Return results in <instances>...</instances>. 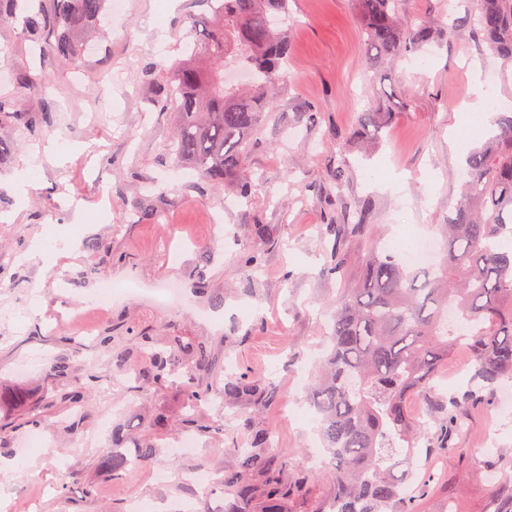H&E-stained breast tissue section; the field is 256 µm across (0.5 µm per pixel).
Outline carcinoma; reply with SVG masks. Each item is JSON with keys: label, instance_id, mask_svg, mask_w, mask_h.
<instances>
[{"label": "carcinoma", "instance_id": "carcinoma-1", "mask_svg": "<svg viewBox=\"0 0 512 512\" xmlns=\"http://www.w3.org/2000/svg\"><path fill=\"white\" fill-rule=\"evenodd\" d=\"M22 20L28 38L40 42L55 35L52 52L67 69L84 64V36L96 29L107 0H47ZM203 13L184 19L182 57L150 62L146 73L162 69L168 83L157 96L175 112L177 130L167 154L195 171L201 181L226 185L248 199L257 185L244 174L248 135L257 129L270 101L237 87H224V64L246 65L265 89L284 81L288 65V28L272 27L270 16L288 19L289 0H202ZM476 34L488 48L512 64V0H474ZM365 55L370 64L394 63L437 40L430 25L404 19V0H355ZM391 111L364 112L352 137L367 143L370 127L393 121ZM492 135L465 157L462 190L439 225L443 256L432 271L409 267L391 251L372 249L362 261L361 278L345 288L331 313L328 353L309 393L328 454V482L333 497L315 495L316 476L296 469L272 452V438L239 414L249 435L245 448H226L238 467L224 475L216 490L224 496L223 512H417L414 500L401 493L415 477L406 449L425 444L452 456L454 436L468 423L470 409L491 406L499 386L512 382V113L499 112ZM363 229L329 224L333 248L324 271L340 272L345 263L344 238ZM459 314L460 328L446 322L448 307ZM465 336L471 376L467 389L444 398L436 393L435 375L457 337ZM131 353L142 362L135 370L134 401L153 388L178 383L186 411L183 430L206 433L212 426L198 417L200 407L219 397L231 406L243 400L267 406L273 387L248 373L228 371L225 358L202 339L177 334L159 339L143 332L131 337ZM67 390L50 399L80 402L98 385L96 367L80 377L61 362L51 373ZM18 409L7 412L0 440L44 420V403L26 392L6 393ZM421 401L428 412L421 421L409 402ZM159 451L154 441L137 436L119 439L101 462L111 480L130 472L134 461L146 463Z\"/></svg>", "mask_w": 512, "mask_h": 512}]
</instances>
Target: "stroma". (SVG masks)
Masks as SVG:
<instances>
[{"label": "stroma", "mask_w": 512, "mask_h": 512, "mask_svg": "<svg viewBox=\"0 0 512 512\" xmlns=\"http://www.w3.org/2000/svg\"><path fill=\"white\" fill-rule=\"evenodd\" d=\"M157 9L158 0H125L84 66L66 71L48 42L33 43L20 23L0 21V65L7 69L0 98L18 114L0 125V140L11 145L0 156V387H23L38 398L63 360L76 376L95 364L110 382L82 405L49 407L41 426L0 443V512L32 505L37 512H126L133 498L160 512H190L204 496L182 474L235 470L224 448L244 444L245 435L232 426L197 437L193 454L172 453L179 385L131 406L133 372L113 362V348H97L95 337L104 333L114 348L141 330L177 331L226 352L235 370L269 380L277 391L270 406L242 402L237 411L276 433L275 453L295 467L315 468L318 423L306 393L323 350L325 308L356 281L369 249L390 238L432 236L447 223L474 144L456 136L461 110L474 100V74L498 71L497 109L512 110V66L477 38L444 35L426 52L423 71L410 60L376 71L365 58L352 0H291L288 74L250 137L245 162L258 189L236 203L231 189L201 187L192 171L165 156L175 114L159 106L155 88L167 75L147 77L143 69L160 57H180L182 19L203 6L172 0L162 17ZM473 9L472 0H407L406 12L445 31ZM44 72L53 76L49 85L28 86L27 76ZM381 107L397 117L362 151L349 134L362 113ZM41 111L48 124L30 135L19 120ZM49 146L58 157L43 159L19 193L29 158ZM339 166L347 175L340 188L333 180ZM367 201L365 233L346 242L343 270L326 274V225ZM258 222L270 225V238L254 237ZM37 238L52 245V262L25 260ZM247 252L262 261L250 280L241 267ZM199 271L208 276L205 296L194 291ZM105 278L134 281L140 292H113L111 303L98 308L93 300ZM172 280L182 283L183 302L157 305L150 289ZM158 413L169 420L163 453L139 472L100 479L113 431L148 432ZM77 416L82 424L71 428ZM453 444L457 453L441 473L446 492L412 494L420 512H485L489 464L512 455V410L475 409ZM90 481L96 491L89 497ZM207 501L211 512H222V496Z\"/></svg>", "instance_id": "1"}]
</instances>
